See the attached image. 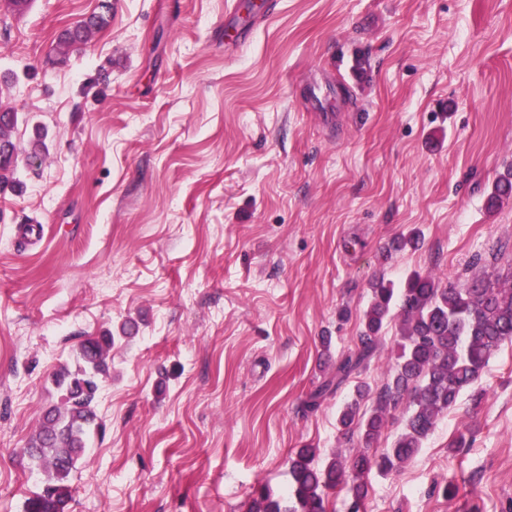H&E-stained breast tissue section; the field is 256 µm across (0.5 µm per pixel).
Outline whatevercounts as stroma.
Wrapping results in <instances>:
<instances>
[{
    "label": "stroma",
    "mask_w": 512,
    "mask_h": 512,
    "mask_svg": "<svg viewBox=\"0 0 512 512\" xmlns=\"http://www.w3.org/2000/svg\"><path fill=\"white\" fill-rule=\"evenodd\" d=\"M226 2L112 0L65 55L99 0L0 7L23 183L0 195V512L44 486L25 448L82 337L117 334L70 512H246L287 494L297 448L352 454L354 384L305 403L375 276L512 282V199L486 206L512 166V0H276L236 53ZM366 482L365 512H512V344ZM102 10L92 14L87 20L82 21L73 29L66 30L58 38V46L67 52L71 48H81L86 46L91 36L109 23L111 5L105 2L101 6Z\"/></svg>",
    "instance_id": "obj_1"
}]
</instances>
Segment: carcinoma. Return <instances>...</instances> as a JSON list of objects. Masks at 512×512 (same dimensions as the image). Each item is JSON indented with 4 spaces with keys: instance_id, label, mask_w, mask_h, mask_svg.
Here are the masks:
<instances>
[{
    "instance_id": "obj_1",
    "label": "carcinoma",
    "mask_w": 512,
    "mask_h": 512,
    "mask_svg": "<svg viewBox=\"0 0 512 512\" xmlns=\"http://www.w3.org/2000/svg\"><path fill=\"white\" fill-rule=\"evenodd\" d=\"M111 5L92 14L58 38L63 51L81 48L91 36L109 23ZM17 115L0 112V141L14 143ZM17 152L0 159V190L16 188ZM512 197V168L500 175L488 197L487 207L496 208ZM420 237L411 232L396 236L389 250L402 251L419 246ZM372 298L363 314L355 349L336 361L329 380L311 396L313 409L326 394L345 385L376 357L380 333L390 317L394 302L400 308V339L394 366L381 386H356L355 398L341 411V434L358 433L361 448L347 461L332 459L324 466L315 463L316 449L300 448L290 457L291 482L284 506L261 492L248 504L247 512H327L328 492L348 489L349 512H364L367 497L366 474L376 468L390 473L398 470L420 450L434 429L438 417L452 409L460 393L476 382L490 357L505 343H512V284L502 286L478 278L467 288L443 286L429 275L414 273L395 288L384 276L370 283ZM114 336L109 330L87 336L78 346L79 364L53 374L63 391L62 405L46 410L37 434L29 444V456L47 473L43 489L28 499L25 512H68L73 500L70 476L85 451L90 433L99 429L95 402L100 378L109 369L108 354ZM370 400V413H359L360 404ZM406 407L403 432L392 447L378 454L377 443L387 412Z\"/></svg>"
}]
</instances>
